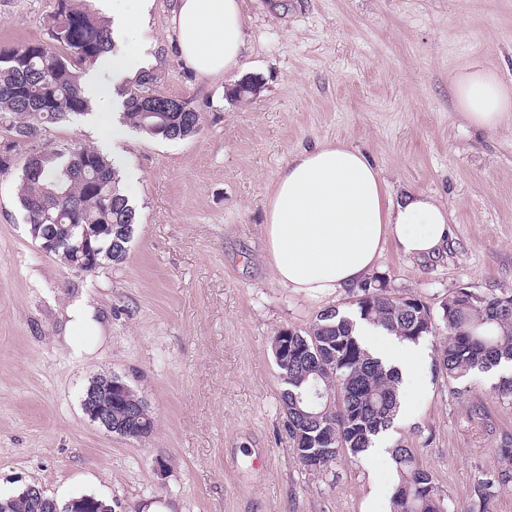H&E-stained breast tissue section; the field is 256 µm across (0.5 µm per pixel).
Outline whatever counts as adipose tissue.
Masks as SVG:
<instances>
[{"instance_id": "1", "label": "adipose tissue", "mask_w": 512, "mask_h": 512, "mask_svg": "<svg viewBox=\"0 0 512 512\" xmlns=\"http://www.w3.org/2000/svg\"><path fill=\"white\" fill-rule=\"evenodd\" d=\"M171 32L181 57L200 78L239 69L245 51L239 0H174ZM457 108L470 125L512 128V90L479 63L454 77ZM266 247L274 279L309 299L335 294L377 266L386 242L407 257L435 255L448 234V211L433 197L394 200L381 170L358 148L328 141L296 153L280 170L267 200ZM369 353L397 369L400 414H408L424 385L422 344L379 333L355 320Z\"/></svg>"}]
</instances>
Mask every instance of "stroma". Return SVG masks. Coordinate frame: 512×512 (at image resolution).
Returning a JSON list of instances; mask_svg holds the SVG:
<instances>
[{"mask_svg":"<svg viewBox=\"0 0 512 512\" xmlns=\"http://www.w3.org/2000/svg\"><path fill=\"white\" fill-rule=\"evenodd\" d=\"M172 0H153L134 35L159 75L156 92L193 102L200 130L161 141L112 116L46 124L50 147L77 141L135 181L138 224L125 262L81 274L41 251L18 199L28 148L13 144L0 174V495L38 484L58 501L92 494L117 512H361L371 488L391 493L392 460L339 459L306 470L288 436L272 341L323 310L353 308L351 289L308 300L269 267L266 198L288 158L324 141L365 151L392 197L422 193L448 209L451 233L434 258L387 245L370 276L396 296L438 308L466 288L512 291V130L469 126L454 75L479 61L512 89V0H241L247 101L229 78L201 79L173 50ZM54 0H0V45L44 40ZM97 303L102 330L67 335L66 307ZM444 329L426 337L427 392L393 439L415 448L454 512L504 463L512 404L488 376L447 381L432 363ZM91 345L76 355L72 343ZM147 402L152 435L132 440L90 422L81 405L103 373Z\"/></svg>","mask_w":512,"mask_h":512,"instance_id":"obj_1","label":"stroma"}]
</instances>
